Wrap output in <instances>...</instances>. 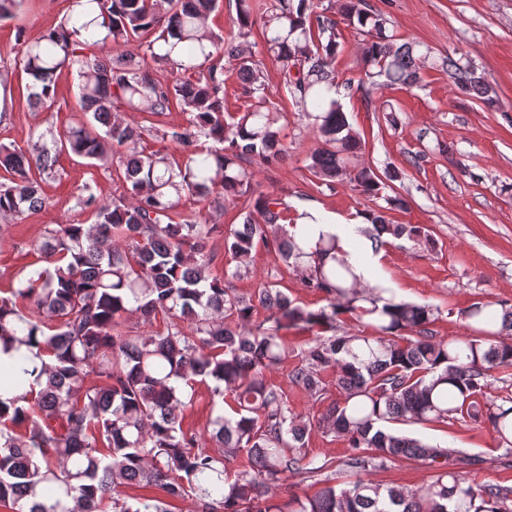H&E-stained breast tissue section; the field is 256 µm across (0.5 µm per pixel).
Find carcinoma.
Listing matches in <instances>:
<instances>
[{"instance_id":"carcinoma-1","label":"carcinoma","mask_w":512,"mask_h":512,"mask_svg":"<svg viewBox=\"0 0 512 512\" xmlns=\"http://www.w3.org/2000/svg\"><path fill=\"white\" fill-rule=\"evenodd\" d=\"M72 2L77 11L56 28L33 39L18 32V68L31 79L33 109L53 102L57 72L75 71L81 113L25 149L0 144L7 173L0 220L47 206L43 184L55 178L63 151L113 170L123 194L105 197L84 184L76 205L87 219L46 229L34 245L37 261L0 295L3 348H34V356L50 359L39 369L0 363V385L19 390L10 404L0 400V503H11V512H170L168 501L193 494L201 512H512V486L450 470L454 449L389 428L486 422L511 458L512 399L498 404L488 390L494 371L512 368V343L501 341L512 332V307L498 316L495 303L476 302L464 312L463 335L437 338L430 325L438 308L360 284L336 236L322 233L305 250L280 224L282 200L253 194L244 162L275 167L288 151L279 125L285 115L266 100L262 62L249 41L252 0H236L238 33L228 41L205 26L219 0ZM341 22L363 36L362 76L346 86L367 103L381 85L417 84L428 62L489 109L496 88L451 53L435 59L420 43L394 42L368 0H272L264 12L263 52L320 141L309 170L371 202L362 233L372 248L386 235L430 246L429 229L386 217L388 206L408 207L406 198L385 194L398 173L353 164L362 140L328 96ZM100 44L112 49L106 60L92 53ZM220 50L251 99L242 112L225 111L229 75ZM152 63L170 68L172 78L157 79ZM174 108L189 115L188 124L161 121ZM132 112L148 114L149 125L130 120ZM147 132L179 159L145 151ZM186 196L203 210H181ZM240 198L248 200L243 222L224 234L235 269L213 275L207 244L217 225L204 210L222 213ZM270 245L323 295L324 306L310 310L269 281L248 297L227 286L228 276L249 270L252 254ZM128 316L162 326L149 334L119 330ZM348 319L371 332L340 331ZM297 327L326 335L301 352L291 381L317 399L331 371L339 392L314 422L295 414L268 378L294 352L282 331ZM199 379L212 383V406L226 397L235 403L234 417L217 413L202 434L180 424L184 388ZM316 427L345 439L342 461L309 456ZM242 454L248 465L229 470ZM399 459L424 463L429 479L404 490L368 478ZM294 476L317 490L288 508L270 491ZM125 485L155 486L163 496H126Z\"/></svg>"}]
</instances>
